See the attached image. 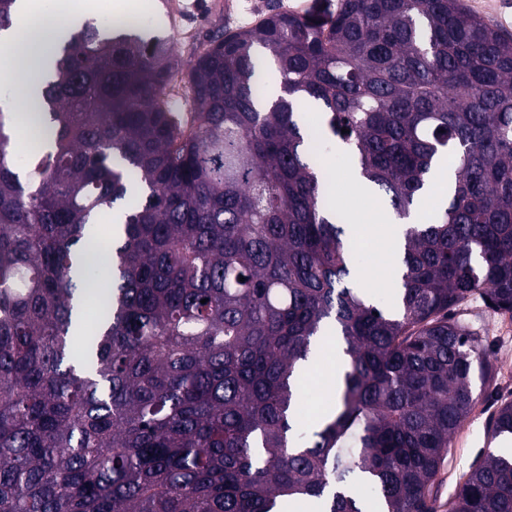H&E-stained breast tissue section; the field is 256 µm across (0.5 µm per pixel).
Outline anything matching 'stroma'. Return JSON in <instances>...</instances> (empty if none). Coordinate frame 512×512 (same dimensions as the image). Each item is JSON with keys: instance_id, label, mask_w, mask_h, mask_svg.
Instances as JSON below:
<instances>
[{"instance_id": "obj_1", "label": "stroma", "mask_w": 512, "mask_h": 512, "mask_svg": "<svg viewBox=\"0 0 512 512\" xmlns=\"http://www.w3.org/2000/svg\"><path fill=\"white\" fill-rule=\"evenodd\" d=\"M175 0H139L137 12L149 23L153 34L172 38L179 60V85H186L187 74L194 63L199 47L206 45L217 29L233 30L253 25L272 8L290 12L300 11L307 0H184L186 7L170 12ZM303 112L313 134V146L328 162V181L346 214H355L365 203L352 178L348 158L320 135L321 115L312 104H304ZM389 247L378 242L361 245L357 270L362 286L374 299L392 302L395 288L387 277ZM469 326L483 338V347L492 365V379L486 393L472 414L463 422L452 440L438 484L440 500H448L459 489L461 476L469 470L488 444V420L501 401H512V313L488 308L481 300L473 299L456 310Z\"/></svg>"}]
</instances>
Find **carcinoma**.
<instances>
[{
	"label": "carcinoma",
	"mask_w": 512,
	"mask_h": 512,
	"mask_svg": "<svg viewBox=\"0 0 512 512\" xmlns=\"http://www.w3.org/2000/svg\"><path fill=\"white\" fill-rule=\"evenodd\" d=\"M314 3L217 30L184 105L169 39L86 23L25 103L45 134L28 174L0 110V512H439L491 378L453 310L512 312V35L463 0ZM303 102L397 219L454 166L437 218L404 231L390 305L357 284ZM115 210L90 326L87 237ZM325 336L335 407L307 435L300 376ZM488 427L512 440V401ZM448 512H512V452L487 449Z\"/></svg>",
	"instance_id": "carcinoma-1"
}]
</instances>
